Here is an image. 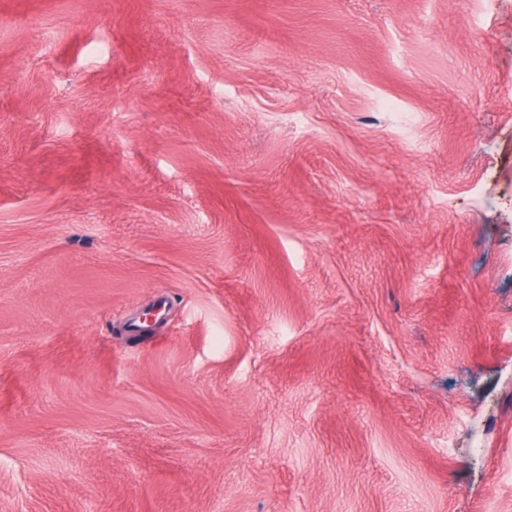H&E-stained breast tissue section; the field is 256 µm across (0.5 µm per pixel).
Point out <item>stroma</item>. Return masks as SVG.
<instances>
[{
  "label": "stroma",
  "mask_w": 512,
  "mask_h": 512,
  "mask_svg": "<svg viewBox=\"0 0 512 512\" xmlns=\"http://www.w3.org/2000/svg\"><path fill=\"white\" fill-rule=\"evenodd\" d=\"M0 512H512V0H0Z\"/></svg>",
  "instance_id": "stroma-1"
}]
</instances>
